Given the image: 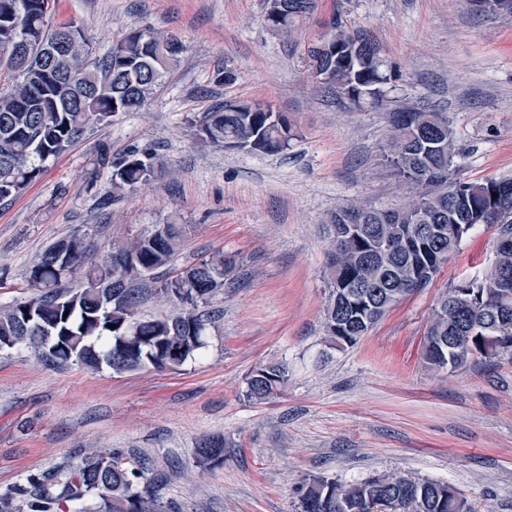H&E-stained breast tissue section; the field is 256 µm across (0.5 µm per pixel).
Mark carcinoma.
I'll return each mask as SVG.
<instances>
[{"instance_id":"carcinoma-1","label":"carcinoma","mask_w":512,"mask_h":512,"mask_svg":"<svg viewBox=\"0 0 512 512\" xmlns=\"http://www.w3.org/2000/svg\"><path fill=\"white\" fill-rule=\"evenodd\" d=\"M314 9L317 0H266L265 23L278 32L292 26L279 4ZM56 0H0V200L21 195L42 174L46 162L66 153L94 123L111 121L115 112H134L165 83L179 61L178 40L149 28L131 29L113 40L103 56H91L81 21L53 22ZM78 32L80 39L50 62L42 50ZM336 60L308 52L317 83L332 87L355 104L383 99L387 74L375 46L332 23L327 36ZM260 100L224 101L196 126L200 144L220 149L238 140L252 153L288 150L298 137L284 115L271 121ZM392 136L383 160L412 193L411 201L390 211L353 203L336 209L331 226L362 224L376 229L388 249L374 250L372 239L352 236L331 243L328 268L332 288L351 292L360 281L380 289L369 300L331 293L325 327L332 345L352 347L364 336L358 317L378 323L401 299L428 286L438 269L422 248L424 224H498L507 246L496 249L494 268L475 279L472 304L459 306V284L440 301L425 337L424 358L436 370L459 369L473 358L492 359L512 352V178H455L459 154L454 129L444 112L419 109L392 114ZM112 167L107 197L147 183L157 171L156 154L133 146L120 158L102 157ZM497 196H492V193ZM184 225L167 224L157 234L114 244L99 261L91 245L71 236L50 245L29 268V298L0 304V351L24 346L53 365L96 369L105 363L115 372L169 365V349L182 350L177 365L201 355L215 318L200 311L224 288L230 266L224 254L186 269L148 290L142 278L167 265ZM157 295L172 306L160 317L138 315L140 295ZM115 328H109V325ZM288 382L281 366L253 371L246 395L256 401L280 391ZM198 462L216 467L224 448L199 449ZM144 480V467L115 448L89 453L65 472L33 474L27 484L0 491V512H54L66 502L91 498L93 512H168ZM470 512L467 501L447 483L404 474L375 475L346 484L316 477L298 490L295 512Z\"/></svg>"}]
</instances>
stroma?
I'll return each mask as SVG.
<instances>
[{"label":"stroma","mask_w":512,"mask_h":512,"mask_svg":"<svg viewBox=\"0 0 512 512\" xmlns=\"http://www.w3.org/2000/svg\"><path fill=\"white\" fill-rule=\"evenodd\" d=\"M264 14V0H58L56 21L83 20L94 55L134 27L176 37L184 51L141 109L89 127L0 202V303L26 298L34 258L71 235L98 252L175 220L187 232L161 277L218 250L233 269L210 304L219 329L178 369H60L24 347L0 351V490L120 448L144 461L172 512H294L308 479L383 473L447 482L472 512H512V355L452 372L422 357L448 289L490 272L495 225L474 227L428 287L356 346L334 347L324 328L329 213L406 200L382 158L391 113L442 109L460 147L456 178L512 177V15L470 0H318L277 34ZM336 18L378 48L386 106L352 105L312 78L307 51ZM254 99L296 125L287 151L197 144L193 124L213 105ZM133 145L155 149L163 169L104 199L112 170L99 155ZM272 365L287 368L286 386L247 398L251 371ZM214 437L224 464L200 469L196 451Z\"/></svg>","instance_id":"1"}]
</instances>
